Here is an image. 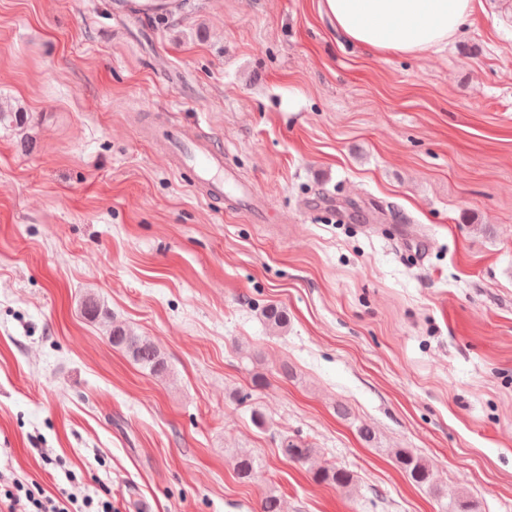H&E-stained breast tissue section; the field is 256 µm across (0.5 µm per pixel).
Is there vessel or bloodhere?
<instances>
[{"mask_svg": "<svg viewBox=\"0 0 512 512\" xmlns=\"http://www.w3.org/2000/svg\"><path fill=\"white\" fill-rule=\"evenodd\" d=\"M162 136L175 166L193 171L207 199L220 201L231 194H248V186L232 168L225 166L224 150L218 144L197 140L184 128L163 131Z\"/></svg>", "mask_w": 512, "mask_h": 512, "instance_id": "b4317fda", "label": "vessel or blood"}]
</instances>
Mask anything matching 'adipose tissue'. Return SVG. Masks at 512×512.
<instances>
[{
	"label": "adipose tissue",
	"instance_id": "ef3b65f1",
	"mask_svg": "<svg viewBox=\"0 0 512 512\" xmlns=\"http://www.w3.org/2000/svg\"><path fill=\"white\" fill-rule=\"evenodd\" d=\"M346 41L376 54L418 56L461 30L474 0H321Z\"/></svg>",
	"mask_w": 512,
	"mask_h": 512
}]
</instances>
